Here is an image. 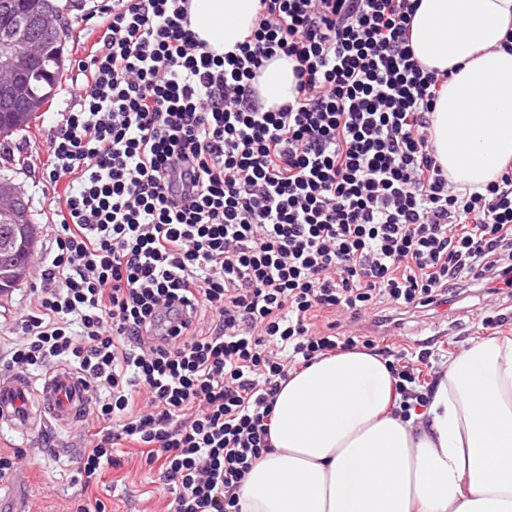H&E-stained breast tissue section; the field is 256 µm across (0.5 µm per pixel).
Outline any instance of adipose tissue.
Segmentation results:
<instances>
[{
  "label": "adipose tissue",
  "mask_w": 512,
  "mask_h": 512,
  "mask_svg": "<svg viewBox=\"0 0 512 512\" xmlns=\"http://www.w3.org/2000/svg\"><path fill=\"white\" fill-rule=\"evenodd\" d=\"M258 0H189L190 28L216 55L253 29ZM512 0H419L410 36L424 69L448 73L431 116L435 156L459 189L512 165ZM294 63H267L266 107L295 97ZM384 359L336 352L289 375L272 451L239 491L242 512H512V337L451 358L424 415H394Z\"/></svg>",
  "instance_id": "1"
}]
</instances>
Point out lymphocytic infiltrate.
Segmentation results:
<instances>
[{"label": "lymphocytic infiltrate", "instance_id": "obj_1", "mask_svg": "<svg viewBox=\"0 0 512 512\" xmlns=\"http://www.w3.org/2000/svg\"><path fill=\"white\" fill-rule=\"evenodd\" d=\"M417 0H259L237 53L210 52L188 0H108L50 142L65 183L55 248L0 367L63 361L90 389L74 484L138 447L172 512H242L293 371L357 346L386 359L396 414L426 407L431 353L344 322L512 288V169L448 182L431 119L447 74L409 40ZM295 62L268 109L266 63ZM295 63L283 56L267 63L258 78V87L266 108L279 107L295 97Z\"/></svg>", "mask_w": 512, "mask_h": 512}]
</instances>
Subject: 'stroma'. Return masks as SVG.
<instances>
[{
    "label": "stroma",
    "instance_id": "1",
    "mask_svg": "<svg viewBox=\"0 0 512 512\" xmlns=\"http://www.w3.org/2000/svg\"><path fill=\"white\" fill-rule=\"evenodd\" d=\"M68 22L65 79H74L78 63L97 39L101 0H64ZM74 105L64 89H57L49 108L23 135L13 137L14 157L0 156V178L4 177L25 193L36 224L55 223L57 217L49 196L44 195L47 175L44 163L50 137L63 123V114ZM506 320L502 326L482 324L478 298L452 305L447 317L432 312L407 317L403 328L390 338L391 343L415 351L430 349L435 366L457 355L473 341L502 331L512 334V296L499 302ZM79 428L46 429L22 437L0 432V451L22 450L20 470L0 485V512H75L76 489L71 477L78 467L75 450L81 447ZM90 498L101 500L108 512H167L168 500L150 482V475L140 459L138 449L124 455L119 468L108 470Z\"/></svg>",
    "mask_w": 512,
    "mask_h": 512
}]
</instances>
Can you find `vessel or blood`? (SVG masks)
Segmentation results:
<instances>
[{
    "label": "vessel or blood",
    "instance_id": "obj_1",
    "mask_svg": "<svg viewBox=\"0 0 512 512\" xmlns=\"http://www.w3.org/2000/svg\"><path fill=\"white\" fill-rule=\"evenodd\" d=\"M89 391L70 367L59 365L40 380L0 375V428L34 433L47 425L69 427L88 405Z\"/></svg>",
    "mask_w": 512,
    "mask_h": 512
}]
</instances>
